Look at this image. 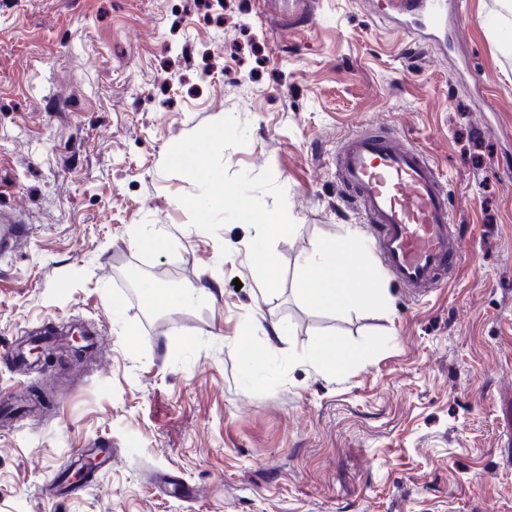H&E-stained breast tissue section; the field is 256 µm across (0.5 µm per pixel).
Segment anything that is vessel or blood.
Masks as SVG:
<instances>
[{
	"label": "vessel or blood",
	"mask_w": 512,
	"mask_h": 512,
	"mask_svg": "<svg viewBox=\"0 0 512 512\" xmlns=\"http://www.w3.org/2000/svg\"><path fill=\"white\" fill-rule=\"evenodd\" d=\"M428 27L446 29L443 0H405ZM338 170L372 226L376 256L418 297L448 281L462 246L450 220L442 175L419 147L398 138L356 134L338 151Z\"/></svg>",
	"instance_id": "b4317fda"
}]
</instances>
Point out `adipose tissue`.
<instances>
[{
	"label": "adipose tissue",
	"mask_w": 512,
	"mask_h": 512,
	"mask_svg": "<svg viewBox=\"0 0 512 512\" xmlns=\"http://www.w3.org/2000/svg\"><path fill=\"white\" fill-rule=\"evenodd\" d=\"M299 292L313 306L325 310L372 308L384 310L388 297L375 284L378 272L366 261L354 239L329 238L316 243L303 260ZM371 351L335 335L324 336L310 359L317 370L332 374L367 360Z\"/></svg>",
	"instance_id": "1"
}]
</instances>
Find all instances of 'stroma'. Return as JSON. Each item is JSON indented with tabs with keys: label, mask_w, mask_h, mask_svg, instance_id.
<instances>
[{
	"label": "stroma",
	"mask_w": 512,
	"mask_h": 512,
	"mask_svg": "<svg viewBox=\"0 0 512 512\" xmlns=\"http://www.w3.org/2000/svg\"><path fill=\"white\" fill-rule=\"evenodd\" d=\"M397 2L0 0V213L28 226L0 254V349L103 337L67 370L0 360V512H512V14L447 0L443 45L400 28ZM228 115L248 126L228 171L272 169L296 223L272 294L256 229L191 227L194 183L162 170ZM355 133L429 155L462 241L425 296L381 271L384 311L298 291L318 240L370 246L336 172ZM143 235L164 248H133ZM207 283L203 304L150 295ZM325 334L372 356L317 372ZM100 443L110 467L44 496Z\"/></svg>",
	"instance_id": "35a3bbf8"
}]
</instances>
